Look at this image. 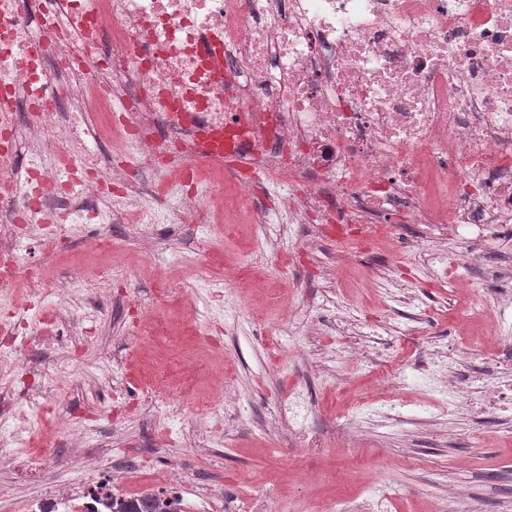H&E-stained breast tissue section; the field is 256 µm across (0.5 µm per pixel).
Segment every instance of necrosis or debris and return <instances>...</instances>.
<instances>
[{
	"instance_id": "4bbe7bcc",
	"label": "necrosis or debris",
	"mask_w": 512,
	"mask_h": 512,
	"mask_svg": "<svg viewBox=\"0 0 512 512\" xmlns=\"http://www.w3.org/2000/svg\"><path fill=\"white\" fill-rule=\"evenodd\" d=\"M118 138L133 179L100 151ZM280 181L269 212L336 243L396 240L455 286L429 239L453 233L479 259L475 298L512 309V0H0V286L18 275L23 235L94 225L149 235L156 221L202 224L224 207L225 158ZM208 173L198 205L187 172ZM482 358L439 343L421 380L450 412L512 413V327ZM126 472L92 487L38 490L0 512H112Z\"/></svg>"
}]
</instances>
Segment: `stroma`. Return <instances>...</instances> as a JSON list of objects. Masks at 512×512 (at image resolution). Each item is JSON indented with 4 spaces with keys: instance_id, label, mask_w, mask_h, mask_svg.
Listing matches in <instances>:
<instances>
[{
    "instance_id": "35a3bbf8",
    "label": "stroma",
    "mask_w": 512,
    "mask_h": 512,
    "mask_svg": "<svg viewBox=\"0 0 512 512\" xmlns=\"http://www.w3.org/2000/svg\"><path fill=\"white\" fill-rule=\"evenodd\" d=\"M304 233L302 225H282L281 250L260 253L252 226L230 204L204 238L192 224H159L142 241L116 224L106 254L87 231L63 235L52 247L38 237L23 239L21 276L37 272L70 287L68 300L29 307L28 325L90 298L102 311L82 334L68 329L54 345L18 351V362L40 373L44 393L34 409L36 429L21 434V457L0 459V497L28 490L26 457L42 461L43 487L78 476L61 432L63 424L77 423L88 428L83 447L125 458L130 485L160 489L157 472L175 467L184 484L223 487L237 512H250L262 492L277 499L281 512H317L322 503L350 497L384 500L388 512H444L458 493L474 512H500L501 494L512 488V435L481 448L449 447V438L482 426L466 414L449 416L439 395L415 385L428 335L388 337L399 379L385 405L371 397L382 375L374 357L357 365L340 356L317 366L301 355L305 348L339 349L337 320L359 318L369 332L383 325L398 307L399 284L440 295L428 269L385 241L383 266L351 263L334 278L303 279L291 259ZM258 263L276 294L269 306L251 283ZM101 269L114 271L112 282L96 279ZM329 289L336 308L325 311L320 295ZM469 307L466 295L449 299L432 317L430 333L450 334L459 351L479 346L492 353L498 309L471 317ZM310 309L318 313L317 335H279L280 326L300 323ZM298 390L311 404L306 426L326 441L316 455L290 439L279 417ZM202 397L219 409L221 429L200 414ZM349 420L357 432L345 441L336 427ZM206 437L213 448L202 457L194 442ZM490 476L496 484H487Z\"/></svg>"
}]
</instances>
